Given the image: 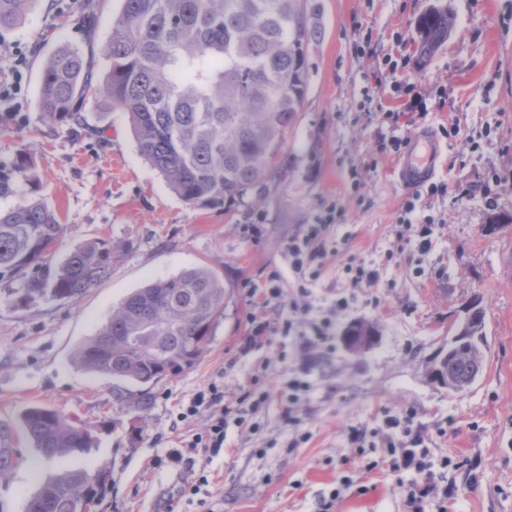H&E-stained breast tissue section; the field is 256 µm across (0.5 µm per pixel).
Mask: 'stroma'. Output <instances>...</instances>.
I'll return each instance as SVG.
<instances>
[{
    "label": "stroma",
    "instance_id": "obj_1",
    "mask_svg": "<svg viewBox=\"0 0 512 512\" xmlns=\"http://www.w3.org/2000/svg\"><path fill=\"white\" fill-rule=\"evenodd\" d=\"M433 0H317L321 37L308 50V87L297 119L262 191L224 208L191 206L173 193L139 155L127 116L101 112L95 99L109 63L94 60L96 79L82 111L105 127L106 140L80 138L68 125L44 120L38 97L43 60L59 45L84 48L79 21L84 0H39L16 27L0 31V83L21 76L22 91L0 98V159L20 149L33 158L39 192L58 212L64 235L55 254L91 239L127 241L131 248L111 274L77 302L44 301L27 309L0 303V423L14 424L35 405L80 419L97 443L79 465L108 472L97 512H410L414 471L392 472L387 439L423 449L436 486L421 512H512V0H448L456 27L427 63L415 58L416 21ZM405 52L409 65L390 71L385 54ZM413 82L444 98L427 103L424 126L458 122L448 138L438 182L445 193L405 191L395 153L382 151L377 113L411 120L394 93ZM481 136L471 151L466 135ZM506 174L493 206L480 189L489 172ZM471 187L455 201L453 187ZM411 223L438 217L434 242L420 252L397 242L395 224L407 199ZM342 216L328 237L339 254L299 294L285 243L321 207ZM261 227L252 236L250 225ZM355 261L376 270L372 283L352 285L344 270ZM204 265L223 281L224 314L198 360L149 390L138 411L113 396L112 379L71 362L80 344L136 288ZM279 273L280 296L264 316L276 334L244 349L252 289ZM485 310L483 369L464 393L448 394L428 380L429 362L452 335L473 297ZM314 318L332 316L328 342L315 363L303 361L295 304ZM345 300L336 311L337 300ZM362 321L377 344L354 354L345 327ZM308 390L287 404L292 378ZM224 386V405L247 412V396L269 390L255 429L228 421L219 454L201 452L172 462L185 430L175 406L210 382ZM19 464L0 481V512H25L40 486L62 464L42 461L26 438L15 442ZM450 466H443V459ZM209 483L189 494L200 471Z\"/></svg>",
    "mask_w": 512,
    "mask_h": 512
}]
</instances>
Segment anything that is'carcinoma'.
Listing matches in <instances>:
<instances>
[{
  "mask_svg": "<svg viewBox=\"0 0 512 512\" xmlns=\"http://www.w3.org/2000/svg\"><path fill=\"white\" fill-rule=\"evenodd\" d=\"M37 0H0V29H11ZM98 8L86 0L80 29L90 36ZM312 0H122L101 47L109 71L98 106L128 116L139 154L184 202L203 208L242 202L262 186L307 91L309 45L321 35ZM456 26L448 4L419 18L416 53L433 58ZM91 61L69 45L43 63L39 107L50 123L70 122L87 136L104 130L80 108L93 83ZM27 152L0 161V302L29 308L43 300L75 302L107 277L130 244L87 241L60 261L52 254L64 225L43 198L29 194ZM224 310V284L199 266L156 279L129 294L73 354L79 368L120 385L143 387L136 406L150 404L144 386L191 366ZM484 354L462 355L451 371L463 377ZM46 461L78 456L94 442L86 425L48 407L26 410L16 426L0 423V479L18 464L17 435ZM106 473L71 467L42 485L26 512H78L98 504Z\"/></svg>",
  "mask_w": 512,
  "mask_h": 512,
  "instance_id": "obj_1",
  "label": "carcinoma"
}]
</instances>
